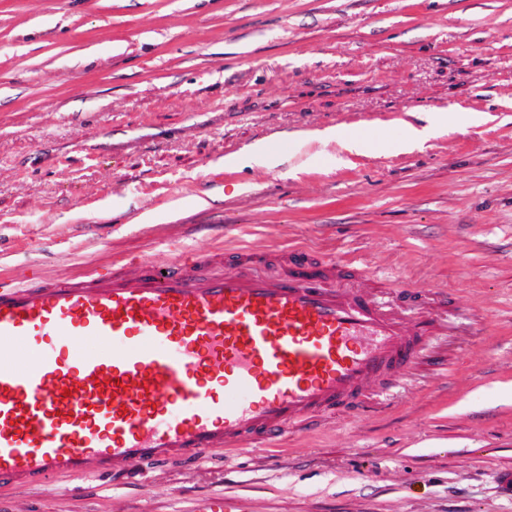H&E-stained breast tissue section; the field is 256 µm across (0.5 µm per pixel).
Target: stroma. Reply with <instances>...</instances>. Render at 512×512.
Instances as JSON below:
<instances>
[{"instance_id": "obj_1", "label": "stroma", "mask_w": 512, "mask_h": 512, "mask_svg": "<svg viewBox=\"0 0 512 512\" xmlns=\"http://www.w3.org/2000/svg\"><path fill=\"white\" fill-rule=\"evenodd\" d=\"M259 141L286 159L238 163ZM292 245L453 300L409 303L440 331L396 385L273 447L0 487V512H512V0H0V278Z\"/></svg>"}]
</instances>
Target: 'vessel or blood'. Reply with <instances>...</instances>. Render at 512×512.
Here are the masks:
<instances>
[{"instance_id":"1","label":"vessel or blood","mask_w":512,"mask_h":512,"mask_svg":"<svg viewBox=\"0 0 512 512\" xmlns=\"http://www.w3.org/2000/svg\"><path fill=\"white\" fill-rule=\"evenodd\" d=\"M281 255L280 275L236 247L220 274L196 249L162 266L0 281V482L268 442L421 357L434 319L347 289L364 273L355 260Z\"/></svg>"}]
</instances>
